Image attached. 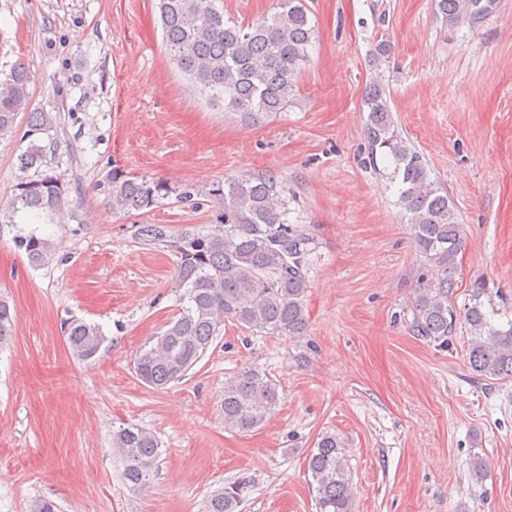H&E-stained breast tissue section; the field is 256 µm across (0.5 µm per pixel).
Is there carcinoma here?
<instances>
[{
	"label": "carcinoma",
	"instance_id": "cac0c4a2",
	"mask_svg": "<svg viewBox=\"0 0 512 512\" xmlns=\"http://www.w3.org/2000/svg\"><path fill=\"white\" fill-rule=\"evenodd\" d=\"M495 0H437L445 22H475L491 12ZM277 10L253 24L224 19L220 0H158L160 22L170 59L212 102L250 118L259 113L285 112L293 101L297 78L308 61L314 39L304 0H277ZM30 76L14 68L0 84V139L13 134L25 110ZM366 138L369 161L382 155L390 163L387 178L397 184L402 222L425 261L432 280L418 288L410 305L414 335L448 347L455 315L448 294L455 286L456 257L462 245L459 212L448 192L432 177L422 155L398 131L383 84L368 88ZM55 117L30 112L29 143L17 156L20 172L1 224H14L20 213L53 216L66 203L67 185L48 166ZM112 209L150 211L173 190L159 179L112 169ZM216 221L209 233L184 231L173 235L164 224H141L138 238L163 243L176 256L175 287L181 307L156 342L143 349L135 368L147 385L162 389L187 376L220 335L224 318L251 331L298 336L307 325L305 297L309 284L308 257L315 240L299 224L288 223V197L283 181L273 174L230 178L212 190ZM18 249L34 266L53 254V243L35 233L19 234ZM470 334L468 360L472 371L491 380L512 379V320L497 328L483 310L479 294L465 308ZM15 313L0 299V347L9 343ZM70 348L78 358H94L104 342L100 327L73 320L67 328ZM279 401L278 387L267 375L245 371L224 385L221 410L224 426L249 432L260 427ZM124 464V478L135 486L149 483L160 455L154 434L139 426L112 437ZM318 512H355L353 487L345 449L332 433H324L308 455ZM245 483L240 481L211 495L208 512H236Z\"/></svg>",
	"mask_w": 512,
	"mask_h": 512
}]
</instances>
